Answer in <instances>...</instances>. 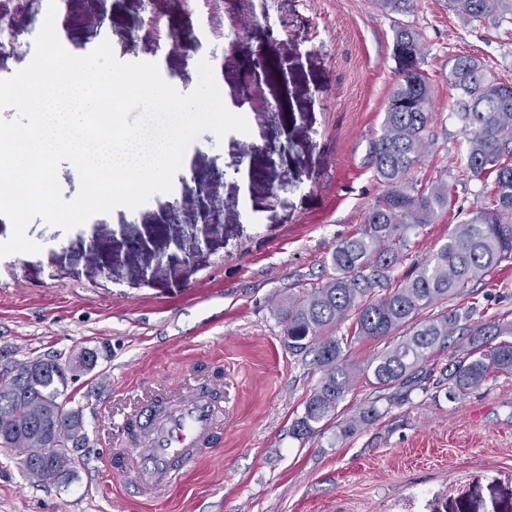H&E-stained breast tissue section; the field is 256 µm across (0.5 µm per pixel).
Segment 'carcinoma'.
Segmentation results:
<instances>
[{"label": "carcinoma", "mask_w": 512, "mask_h": 512, "mask_svg": "<svg viewBox=\"0 0 512 512\" xmlns=\"http://www.w3.org/2000/svg\"><path fill=\"white\" fill-rule=\"evenodd\" d=\"M375 3L382 13L397 16L393 31L399 62V79L368 149L369 164L383 191L365 212L359 229L336 243L330 256L334 274L277 305L288 349L296 354L313 350L314 364L322 372L302 414L292 423L291 434L299 439L330 420L354 384L342 340L324 335L349 319L354 320L356 338L398 336L362 371L366 383L376 388L409 382L460 330L467 332L469 342L446 374L448 398L465 397L493 373L512 376V322L473 326V305L419 319L434 302L465 294L472 283L512 259V166L501 163L503 154H512V84L492 76L472 57L452 59L449 79L459 91L455 115L467 142L459 166L480 182L486 174H495L494 192L487 204L473 207L435 252L415 263L414 275L392 280L394 269L408 260L411 240L448 209V186L424 184L413 177L432 123L430 84L419 64L420 34L401 20L413 11V0ZM446 5L470 23H512V0H446ZM377 287L384 293L373 294ZM67 383V376L50 371L32 377L21 362L0 368V431L39 483L66 477L74 467L69 448L53 440L49 429L73 438L75 444L82 440L81 410L55 418L57 399L67 391ZM380 416L371 405L346 421L342 433L353 435Z\"/></svg>", "instance_id": "1"}]
</instances>
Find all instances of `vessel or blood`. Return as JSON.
I'll return each mask as SVG.
<instances>
[{"label":"vessel or blood","mask_w":512,"mask_h":512,"mask_svg":"<svg viewBox=\"0 0 512 512\" xmlns=\"http://www.w3.org/2000/svg\"><path fill=\"white\" fill-rule=\"evenodd\" d=\"M147 422L149 431L139 446L122 438L111 451L112 466L132 472L150 496H158L175 483L186 466L205 458L224 438V380L206 378L204 385L159 396L146 390L137 407L120 423L128 429L134 422Z\"/></svg>","instance_id":"obj_1"}]
</instances>
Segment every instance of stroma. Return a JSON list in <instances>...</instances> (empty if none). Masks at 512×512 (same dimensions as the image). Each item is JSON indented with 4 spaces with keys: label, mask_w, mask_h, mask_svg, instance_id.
Listing matches in <instances>:
<instances>
[{
    "label": "stroma",
    "mask_w": 512,
    "mask_h": 512,
    "mask_svg": "<svg viewBox=\"0 0 512 512\" xmlns=\"http://www.w3.org/2000/svg\"><path fill=\"white\" fill-rule=\"evenodd\" d=\"M176 8V0H154L158 22L149 26L140 0H120L112 47L123 61H158L186 93L205 56L223 73L226 98L241 101L249 133H202L188 148L186 172L175 175L181 184H213L224 200L221 221L198 246L180 194L157 195L69 232L34 219L27 234L41 252L0 258V365L100 352L64 396L85 423L73 474L39 484L18 452L0 444V512H512V377H489L452 401L440 386L465 336L434 353L409 386L357 382L320 431L290 434L321 373L311 356L289 350L276 304L331 275L337 241L358 230L383 190L367 153L398 79L392 18L373 0H220L211 14L177 17L197 35L221 23L223 39L170 55L167 18ZM261 15L267 29L241 28ZM407 20L421 35L433 91V139L413 175L447 184L452 205L413 239L398 278L491 195L457 165L466 142L450 60L472 56L512 81V28L467 22L441 0H416ZM260 56L287 66L288 79L262 78L255 95L239 100L240 72ZM104 236L111 251L91 250ZM139 237L145 248H129ZM195 250L198 268L188 276L184 262ZM470 305L475 322L512 321V260L429 312ZM216 371L224 374L222 443L158 500H144L132 474L105 466L113 420L143 387L179 389ZM372 404L382 416L342 436L343 423Z\"/></svg>",
    "instance_id": "obj_1"
}]
</instances>
